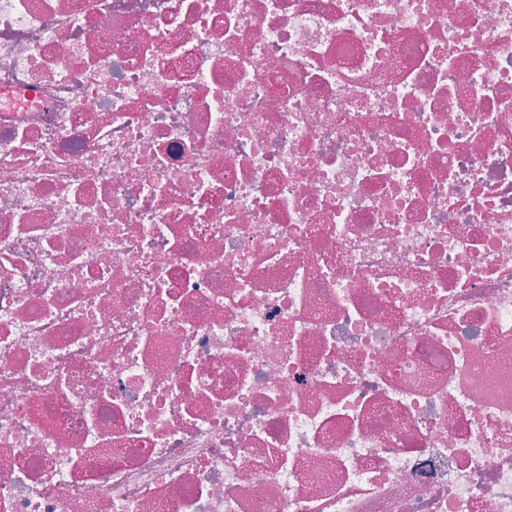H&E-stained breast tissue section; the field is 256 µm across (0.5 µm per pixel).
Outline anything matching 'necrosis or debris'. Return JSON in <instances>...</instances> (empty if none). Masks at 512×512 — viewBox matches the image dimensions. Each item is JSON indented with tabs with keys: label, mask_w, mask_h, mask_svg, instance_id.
Returning <instances> with one entry per match:
<instances>
[{
	"label": "necrosis or debris",
	"mask_w": 512,
	"mask_h": 512,
	"mask_svg": "<svg viewBox=\"0 0 512 512\" xmlns=\"http://www.w3.org/2000/svg\"><path fill=\"white\" fill-rule=\"evenodd\" d=\"M0 512H512V0H0Z\"/></svg>",
	"instance_id": "obj_1"
}]
</instances>
